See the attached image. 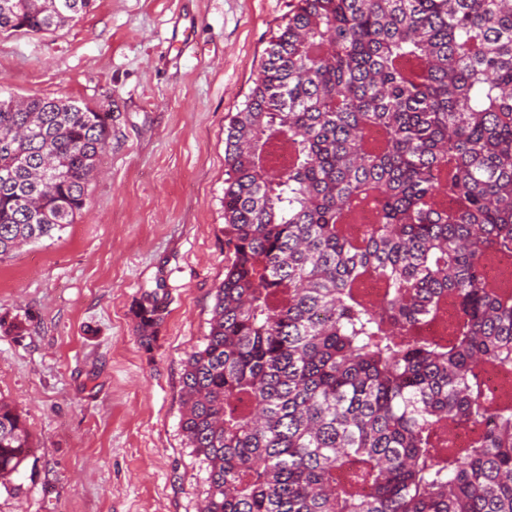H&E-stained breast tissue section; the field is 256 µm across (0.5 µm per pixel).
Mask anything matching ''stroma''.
Returning <instances> with one entry per match:
<instances>
[{
    "label": "stroma",
    "mask_w": 512,
    "mask_h": 512,
    "mask_svg": "<svg viewBox=\"0 0 512 512\" xmlns=\"http://www.w3.org/2000/svg\"><path fill=\"white\" fill-rule=\"evenodd\" d=\"M292 0H95L53 33H0V96L106 106L103 174L59 236L0 264V398L35 453L0 512H200L182 374L224 279V130ZM191 32L169 43L176 23ZM157 292L143 347L134 312Z\"/></svg>",
    "instance_id": "35a3bbf8"
}]
</instances>
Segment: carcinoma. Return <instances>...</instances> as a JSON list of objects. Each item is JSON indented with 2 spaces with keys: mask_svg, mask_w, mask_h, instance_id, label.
I'll return each mask as SVG.
<instances>
[{
  "mask_svg": "<svg viewBox=\"0 0 512 512\" xmlns=\"http://www.w3.org/2000/svg\"><path fill=\"white\" fill-rule=\"evenodd\" d=\"M91 2L0 0V33ZM111 131L103 107L0 99V263L74 223ZM224 162V281L182 377L201 512H512V403L485 382L512 369L485 273L512 257V0H295ZM159 312H136L147 348ZM31 454L0 400V487Z\"/></svg>",
  "mask_w": 512,
  "mask_h": 512,
  "instance_id": "obj_1",
  "label": "carcinoma"
}]
</instances>
